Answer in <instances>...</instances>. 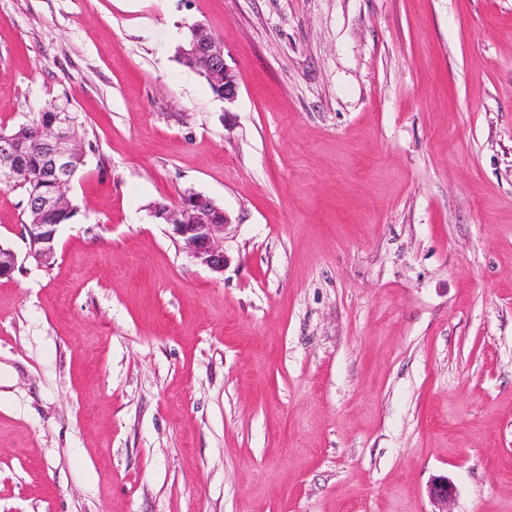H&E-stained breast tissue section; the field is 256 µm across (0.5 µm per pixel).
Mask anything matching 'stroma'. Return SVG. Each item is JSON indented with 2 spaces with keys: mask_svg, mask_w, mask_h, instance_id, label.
I'll use <instances>...</instances> for the list:
<instances>
[{
  "mask_svg": "<svg viewBox=\"0 0 512 512\" xmlns=\"http://www.w3.org/2000/svg\"><path fill=\"white\" fill-rule=\"evenodd\" d=\"M238 84L176 50L190 25ZM0 512H512V0H0ZM223 209V272L151 215ZM191 31V34H190ZM189 36L186 43V49L189 48V40L191 45V55L203 56L209 64V73L212 80L219 84H224V96L221 93V89L214 83L210 82L205 75L204 67L205 62L203 59H186L184 56L183 61L187 66L195 69L200 75H202L208 82L212 92L219 98L224 99V102L232 103L237 98V83L233 71L227 66L224 59V50L216 42L213 37L208 38L205 42H198L199 38L204 31V28L200 24L191 26ZM224 97V98H223ZM57 105L55 101L45 103L31 123L4 133L8 135L0 132V185L13 186L20 172L16 186L23 189L27 196L29 224H26V229L29 254L43 264L54 258L58 229L75 216L76 207L73 205L69 210L52 214L36 215L35 211L49 213L69 208L68 191L72 169L76 158L82 155L72 122L73 120L78 131L80 125L76 113L71 112V120L70 113L63 110L51 124L46 125L56 112ZM40 126L44 127L36 140V132ZM9 135H17L24 140L26 152L23 163L20 146ZM35 141L41 155L34 148ZM44 180L51 186L49 192H44L47 188ZM38 195L31 203V199Z\"/></svg>",
  "mask_w": 512,
  "mask_h": 512,
  "instance_id": "obj_1",
  "label": "stroma"
}]
</instances>
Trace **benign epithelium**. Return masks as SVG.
<instances>
[{
    "instance_id": "benign-epithelium-1",
    "label": "benign epithelium",
    "mask_w": 512,
    "mask_h": 512,
    "mask_svg": "<svg viewBox=\"0 0 512 512\" xmlns=\"http://www.w3.org/2000/svg\"><path fill=\"white\" fill-rule=\"evenodd\" d=\"M190 53L204 57L209 64L212 80L224 85V101L232 103L237 98V83L233 71L224 59V50L212 37L204 42L199 38L204 31L200 24L191 26ZM43 159L44 180L51 190L32 201L34 210L42 213L66 209L70 206L68 191L76 158L82 155L70 113H58L55 120L44 126L36 140ZM23 166L22 152L17 140L0 135V184L10 186ZM222 211L213 201L200 194L187 196L180 205L171 208L158 206L152 216L171 226L173 236L183 242V248L193 260L216 273L224 272L226 256L220 233L224 224L216 216ZM29 254L41 263L50 262L55 256V243L59 225L28 224ZM455 495V487L445 476L434 478L428 485V496L437 504H448Z\"/></svg>"
}]
</instances>
